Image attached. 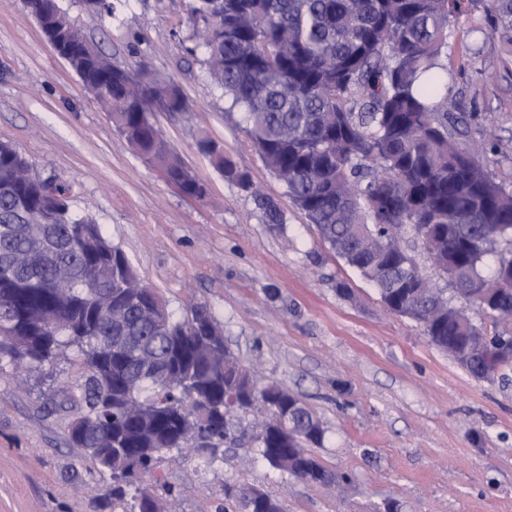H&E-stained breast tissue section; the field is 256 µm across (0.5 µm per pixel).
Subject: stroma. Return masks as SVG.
Wrapping results in <instances>:
<instances>
[{"instance_id": "1", "label": "stroma", "mask_w": 512, "mask_h": 512, "mask_svg": "<svg viewBox=\"0 0 512 512\" xmlns=\"http://www.w3.org/2000/svg\"><path fill=\"white\" fill-rule=\"evenodd\" d=\"M190 2L119 0L103 18L60 0L113 65L144 63L183 95L189 111L151 118L204 198L185 196L137 154L21 0H0V141L40 179L70 187L73 212L95 220L175 318L206 305L245 367L310 408L325 434L309 452L341 481L295 480L253 449L224 445L210 466L171 452L142 486L172 491L175 512H224L227 489L243 485L267 490L282 512H512V369L472 376L323 241L254 150L243 111L208 83ZM485 24L478 0L451 22L448 65L457 99L478 115L471 140L497 144L489 168L507 182L512 53ZM488 65L495 79L478 83ZM204 137L278 203L282 226L213 167ZM84 381L70 350L23 383L0 362V512H129L103 500L107 476L68 445Z\"/></svg>"}]
</instances>
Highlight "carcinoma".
<instances>
[{"mask_svg":"<svg viewBox=\"0 0 512 512\" xmlns=\"http://www.w3.org/2000/svg\"><path fill=\"white\" fill-rule=\"evenodd\" d=\"M42 31L56 40L63 28L74 49L66 61L113 127L143 159L196 192L199 181L153 127L151 112H185L174 87L159 85L139 65L121 71L99 50L83 49L80 31L59 0H25ZM462 0H192L189 22L204 31L206 77L224 92L230 108L246 112L248 135L265 166L280 179L299 211L350 267L369 281L393 312L424 327L429 342L453 354L458 337L477 329L466 310L452 304L412 254L418 244L464 295L489 291L512 277V184L488 169L484 142L474 152L466 140L469 117L452 94L448 27ZM491 31L512 46V0H486ZM214 167L250 188L246 175L224 159V149L201 141ZM27 167L17 151L0 149V308L14 310L13 334L0 340V361L14 369L51 365L65 350L82 360L83 412L70 426L69 443L80 449L110 484L103 497L121 499L133 479L151 471L177 448L215 461L231 439L255 451L272 468L298 480L330 484L338 479L311 454L292 449L319 444L325 430L296 396L276 384L263 387L224 344V330L208 315L198 325L177 320L152 288H126L138 275L88 216L70 212L69 188L43 198L5 175ZM269 224L284 223L278 205L256 196ZM39 216L59 253L36 260L37 284L6 276L4 257L27 248L24 225ZM498 252L492 276L483 257ZM72 281L57 294L56 270ZM101 272L103 290L126 309L118 327L93 303ZM505 348L477 354L465 365L489 379L512 367V333L492 336ZM252 391L270 413L269 435L256 442L235 417L225 416V396ZM251 496L252 512H280L262 488L227 491L232 502ZM139 512H163L148 490Z\"/></svg>","mask_w":512,"mask_h":512,"instance_id":"carcinoma-1","label":"carcinoma"}]
</instances>
